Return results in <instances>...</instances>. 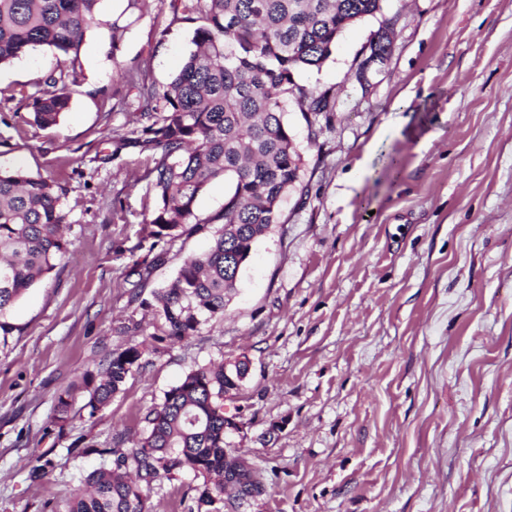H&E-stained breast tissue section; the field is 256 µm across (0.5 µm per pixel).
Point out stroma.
<instances>
[{
  "instance_id": "obj_1",
  "label": "stroma",
  "mask_w": 512,
  "mask_h": 512,
  "mask_svg": "<svg viewBox=\"0 0 512 512\" xmlns=\"http://www.w3.org/2000/svg\"><path fill=\"white\" fill-rule=\"evenodd\" d=\"M299 83L333 94L329 112L285 119L304 157L278 224L253 247L223 316L155 343L123 393L89 413L80 383L153 330L126 273L153 262L143 299L208 245L207 219L231 184L208 183L164 262L137 249L152 203L135 149L113 154L138 108L118 70L170 81L194 24L170 0H99L80 77L57 126L29 97L59 59L44 47L0 66V167L65 189L71 246L14 306L0 343V512H66L99 449L136 439L144 416L191 369L247 358L228 412L265 491L239 512H512V0H382ZM385 33L387 60L356 77ZM396 169H389V161ZM73 420L54 428L60 392ZM54 466L27 479L33 450ZM200 480H163L155 512H188Z\"/></svg>"
}]
</instances>
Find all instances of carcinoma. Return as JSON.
<instances>
[{"label": "carcinoma", "instance_id": "obj_1", "mask_svg": "<svg viewBox=\"0 0 512 512\" xmlns=\"http://www.w3.org/2000/svg\"><path fill=\"white\" fill-rule=\"evenodd\" d=\"M98 0H0V65L30 49L47 46L62 64L32 96L33 122L58 124L79 84L77 54L84 35L100 23ZM174 12L196 24L195 50L172 80L158 87L145 69L121 79L138 90L143 122L113 141L112 156L127 148L151 155L147 170L154 209L146 221L151 248L173 243L184 225L235 226L216 232L205 253L184 260L175 277L155 293L154 342L182 341L209 319L224 315L240 270L233 254L245 258L269 227L278 223L280 203L295 187L304 166L288 123V101L305 113L330 112V90L295 80L297 72L320 68L336 39L352 23L381 10V0H172ZM224 177L232 188L221 212L200 219L199 192ZM65 189L53 178L0 170V340L14 331L6 315L22 295L55 268L69 250V226L61 208ZM152 266L134 262L127 273L131 300L140 299ZM146 341L112 352L84 379L90 388L89 415L105 408L127 378L146 364ZM247 364L224 374V365L201 366L165 392L144 416L146 434L129 448H96L102 466L90 472L68 512H152L153 485L183 471L203 477L189 512L237 509V500L264 492L260 470L248 459L225 462L224 384L242 382ZM74 394L55 398L52 423L72 420ZM53 467L47 454L33 456L27 480L37 483ZM232 502L224 504V479Z\"/></svg>", "mask_w": 512, "mask_h": 512}]
</instances>
